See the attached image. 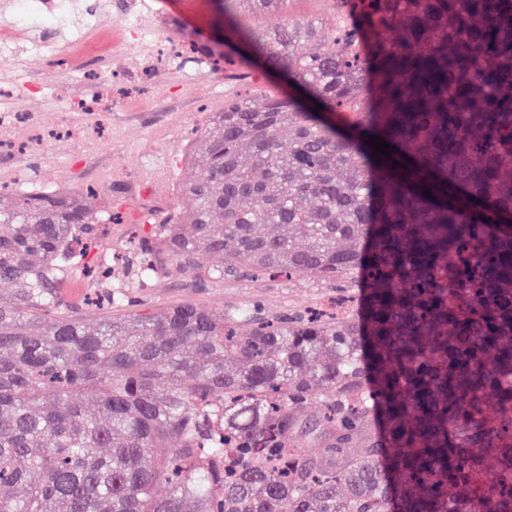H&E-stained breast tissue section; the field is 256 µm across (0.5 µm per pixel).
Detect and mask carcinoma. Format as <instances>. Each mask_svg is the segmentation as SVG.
<instances>
[{"label": "carcinoma", "mask_w": 512, "mask_h": 512, "mask_svg": "<svg viewBox=\"0 0 512 512\" xmlns=\"http://www.w3.org/2000/svg\"><path fill=\"white\" fill-rule=\"evenodd\" d=\"M216 2L306 102L209 113L127 261L357 277L362 313L143 314L110 266L71 305L97 192L1 189L0 512H512V0ZM332 0H289L284 13L290 18L320 17L329 13Z\"/></svg>", "instance_id": "carcinoma-1"}]
</instances>
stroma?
I'll list each match as a JSON object with an SVG mask.
<instances>
[{
  "instance_id": "stroma-1",
  "label": "stroma",
  "mask_w": 512,
  "mask_h": 512,
  "mask_svg": "<svg viewBox=\"0 0 512 512\" xmlns=\"http://www.w3.org/2000/svg\"><path fill=\"white\" fill-rule=\"evenodd\" d=\"M148 19L159 21L165 33L182 41L200 43L216 37L213 26V0H106V26L111 29L120 56L133 59L144 48L136 36L124 29L127 2ZM7 17L18 29L37 30L52 39L63 36L56 18L33 14L24 0H0V17ZM22 73L44 86L43 95L14 99L19 110L39 116L56 108L70 97L75 86L64 68L56 62L30 58ZM166 78L180 112L125 111L128 103L150 101L153 82H130L113 76L111 83L97 86L98 93L111 97L113 111L69 112L64 121L78 129L75 138L57 137L42 129L27 151L0 150V187L15 188L18 175L31 178L33 188L83 193L95 189L94 204L119 214L120 223L99 225V242L89 253L95 264L111 263L114 254L123 252L130 236H147L179 204L178 186L187 151L196 142L195 133L207 113L220 109L227 96L241 83H248L254 94L277 88L287 90V82L262 67H234L215 70L200 62L192 63L190 73L167 72ZM223 88H216V81ZM158 156L166 165L167 178L159 186L141 184V166L149 156ZM142 311L149 312L173 303L231 310L245 304H260L265 313L279 315L301 312L324 304L332 291L314 276L301 274L292 279H257L229 273L223 282L206 288L196 287L186 276L156 281L150 288L136 289Z\"/></svg>"
}]
</instances>
